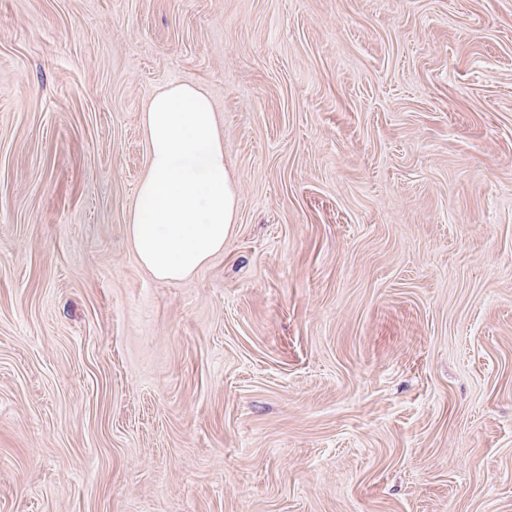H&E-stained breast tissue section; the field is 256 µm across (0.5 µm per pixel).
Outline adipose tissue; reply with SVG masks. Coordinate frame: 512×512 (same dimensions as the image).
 I'll list each match as a JSON object with an SVG mask.
<instances>
[{
  "instance_id": "adipose-tissue-1",
  "label": "adipose tissue",
  "mask_w": 512,
  "mask_h": 512,
  "mask_svg": "<svg viewBox=\"0 0 512 512\" xmlns=\"http://www.w3.org/2000/svg\"><path fill=\"white\" fill-rule=\"evenodd\" d=\"M147 166L129 217L141 265L180 280L223 251L236 222L237 186L207 94L188 83L156 93L142 115Z\"/></svg>"
}]
</instances>
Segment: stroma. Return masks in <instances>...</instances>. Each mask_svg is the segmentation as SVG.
Wrapping results in <instances>:
<instances>
[{"instance_id":"obj_1","label":"stroma","mask_w":512,"mask_h":512,"mask_svg":"<svg viewBox=\"0 0 512 512\" xmlns=\"http://www.w3.org/2000/svg\"><path fill=\"white\" fill-rule=\"evenodd\" d=\"M180 82L239 205L168 281ZM0 512H512V0H0ZM147 166L128 220L141 265L180 280L223 251L237 186L207 94L188 83L156 93L142 115Z\"/></svg>"}]
</instances>
